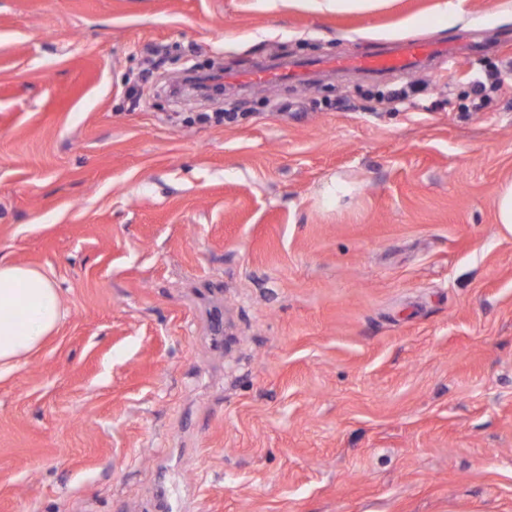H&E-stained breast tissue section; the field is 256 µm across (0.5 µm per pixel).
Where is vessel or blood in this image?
Here are the masks:
<instances>
[{"label": "vessel or blood", "mask_w": 512, "mask_h": 512, "mask_svg": "<svg viewBox=\"0 0 512 512\" xmlns=\"http://www.w3.org/2000/svg\"><path fill=\"white\" fill-rule=\"evenodd\" d=\"M448 52L447 45L423 42L402 43L393 51L370 53L348 57L327 58L316 61L317 69L336 74L366 73L385 75L394 72H408L420 64L430 61ZM300 74L291 70L272 69L263 66L247 72L230 73L232 83L243 86H267L285 79H299Z\"/></svg>", "instance_id": "1"}]
</instances>
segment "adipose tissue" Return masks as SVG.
Listing matches in <instances>:
<instances>
[{
	"label": "adipose tissue",
	"instance_id": "1",
	"mask_svg": "<svg viewBox=\"0 0 512 512\" xmlns=\"http://www.w3.org/2000/svg\"><path fill=\"white\" fill-rule=\"evenodd\" d=\"M66 317L47 272L0 258V375L15 370Z\"/></svg>",
	"mask_w": 512,
	"mask_h": 512
}]
</instances>
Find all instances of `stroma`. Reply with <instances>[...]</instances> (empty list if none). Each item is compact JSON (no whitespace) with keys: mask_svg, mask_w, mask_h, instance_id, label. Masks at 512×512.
Masks as SVG:
<instances>
[{"mask_svg":"<svg viewBox=\"0 0 512 512\" xmlns=\"http://www.w3.org/2000/svg\"><path fill=\"white\" fill-rule=\"evenodd\" d=\"M439 2L0 0V257L68 310L0 375V512H512V85L466 79L512 69V11ZM413 39L462 61L240 88L230 122L139 81L150 45ZM496 222L500 228L512 234V180L505 181L498 191Z\"/></svg>","mask_w":512,"mask_h":512,"instance_id":"35a3bbf8","label":"stroma"}]
</instances>
